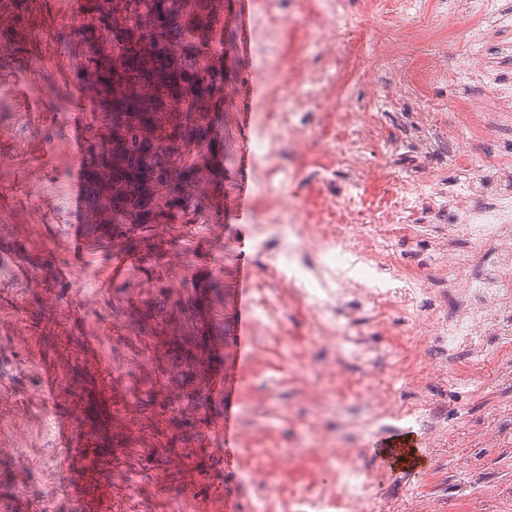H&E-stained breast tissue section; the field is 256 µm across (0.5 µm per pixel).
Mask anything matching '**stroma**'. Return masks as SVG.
I'll use <instances>...</instances> for the list:
<instances>
[{
  "instance_id": "35a3bbf8",
  "label": "stroma",
  "mask_w": 512,
  "mask_h": 512,
  "mask_svg": "<svg viewBox=\"0 0 512 512\" xmlns=\"http://www.w3.org/2000/svg\"><path fill=\"white\" fill-rule=\"evenodd\" d=\"M317 6L318 0H250L249 49L241 54L233 0H220L224 22L210 41L224 64L218 124L224 150L202 168V201L160 223L110 234L88 226L86 213H74L68 189L77 162L68 150L71 116L77 110L86 120L94 110L75 78L85 50L77 34L83 17L71 15L69 0H26L16 25L0 18V512H223L224 494L237 492L238 475L221 460L223 406L210 382L218 366L236 364L240 263L264 280L282 268L288 251L287 235L265 229V210L276 208L284 224L293 200L319 209L348 192L355 176L374 194L392 168L406 175L403 190L450 194L461 160L492 167L498 146L512 140V112L479 140L463 138L453 117L457 105L481 106L499 83H512V56L500 52L502 43H512V30L490 36L471 59L455 36L462 14L449 10L448 0L407 5L411 33L401 45L371 33L380 0H342L341 11L362 22L359 36L371 50L357 59L368 77L349 83L341 107L373 111L379 138L356 165L336 167L326 182L315 177L323 157L318 139L298 143L305 163L294 169L284 159L255 158L244 176L253 213L238 219L239 154L265 133L272 88L296 57L311 70L327 67L322 41H304L293 21L300 8ZM250 81L260 90L247 101L240 90ZM243 109L250 115L246 126L238 121ZM417 138L438 145V152L427 157L404 147L388 168L379 167L389 143ZM454 221L446 206L425 208L410 218L412 239L393 241L396 257L423 274L434 307L428 314H395L383 327L360 317L369 345L418 333L429 316L447 322L449 251L474 257V277L494 272L491 247L472 252L463 235L449 245ZM74 222L85 227L79 247L67 241ZM116 249L136 262L113 278ZM20 267L27 278H17ZM49 370L57 385L47 398L42 387ZM472 371L469 390L436 396L447 447H433L419 426L399 424L418 445L417 474L384 464L379 435L364 440L360 454L379 471L381 494L408 512H512V501L471 483L478 471L489 485L512 486V383L502 382L488 358ZM241 376L232 408L243 421L241 434L255 424L247 393L272 387L294 414L289 423L270 416L267 425L282 441L293 440L307 411L296 406L278 366L248 365ZM60 418L71 422L81 450L75 499L58 470Z\"/></svg>"
}]
</instances>
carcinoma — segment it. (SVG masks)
Returning <instances> with one entry per match:
<instances>
[{
	"instance_id": "obj_1",
	"label": "carcinoma",
	"mask_w": 512,
	"mask_h": 512,
	"mask_svg": "<svg viewBox=\"0 0 512 512\" xmlns=\"http://www.w3.org/2000/svg\"><path fill=\"white\" fill-rule=\"evenodd\" d=\"M217 0H86L79 81L96 104L84 159L94 224H158L198 203L194 156L220 142Z\"/></svg>"
}]
</instances>
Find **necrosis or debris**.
I'll list each match as a JSON object with an SVG mask.
<instances>
[{
  "label": "necrosis or debris",
  "mask_w": 512,
  "mask_h": 512,
  "mask_svg": "<svg viewBox=\"0 0 512 512\" xmlns=\"http://www.w3.org/2000/svg\"><path fill=\"white\" fill-rule=\"evenodd\" d=\"M319 20L334 36L327 56L335 77L329 80L307 74L312 90L307 100L297 96L291 80L282 79L274 93L292 108L337 100L339 79L349 71L357 51L351 30L339 14L323 11ZM351 118V113H342L326 136L320 177H328L334 164L353 163L360 155L363 141L351 136ZM403 179L402 172H394L386 195L376 198L349 192L316 215L300 202L289 210L293 234L321 255L324 273L308 275L305 284L286 292L270 291L265 283H258L256 305L263 333L255 337L254 347L262 353L274 351L280 370L288 375L317 345H335L337 359L332 365L314 369L302 384L300 395L311 405L312 414L306 417L302 434L293 442L282 445L264 428H254L250 433L239 478L262 489L250 512H389V500L378 493L372 467L360 463L355 455L358 440L401 420L435 435L442 432L432 421L431 401L410 408L395 405L397 378L393 373L379 371L348 379L343 372L345 360L371 359L359 332L350 328L333 330L327 322L315 320L308 336L295 344L289 341L281 321L286 306L324 310L332 298L345 294L357 280L363 283L359 293L370 305L376 323H388L399 312L420 311L425 281L390 248L393 239L410 234L407 220L420 202L419 197L400 192ZM467 221V234L474 247H496L499 271L484 278L473 291L469 288L468 262L449 257L448 289L458 293L462 303L456 318L440 326L438 336H421L414 341L416 356L434 361L467 349L480 329L501 336L499 355L512 354V210L498 207L474 212ZM352 224L365 229V235L372 239L371 246L362 245V237L349 232ZM312 459L328 466L330 478L320 479L305 471V464Z\"/></svg>",
  "instance_id": "4bbe7bcc"
}]
</instances>
